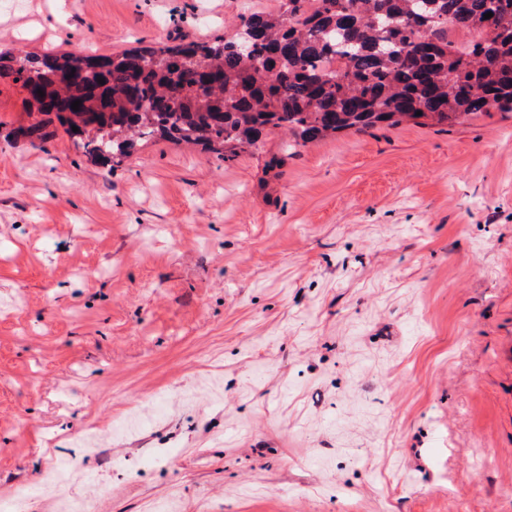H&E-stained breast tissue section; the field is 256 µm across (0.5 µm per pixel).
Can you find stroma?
Wrapping results in <instances>:
<instances>
[{
  "label": "stroma",
  "mask_w": 512,
  "mask_h": 512,
  "mask_svg": "<svg viewBox=\"0 0 512 512\" xmlns=\"http://www.w3.org/2000/svg\"><path fill=\"white\" fill-rule=\"evenodd\" d=\"M277 7L23 0L0 49L212 40ZM32 120L0 79V500L512 512V112L108 166ZM60 458L80 480L39 487Z\"/></svg>",
  "instance_id": "obj_1"
}]
</instances>
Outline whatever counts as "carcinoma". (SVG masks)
Returning <instances> with one entry per match:
<instances>
[{
  "label": "carcinoma",
  "instance_id": "carcinoma-1",
  "mask_svg": "<svg viewBox=\"0 0 512 512\" xmlns=\"http://www.w3.org/2000/svg\"><path fill=\"white\" fill-rule=\"evenodd\" d=\"M450 29L472 39L459 47ZM74 69L77 82L66 78ZM0 77L22 82L43 115L20 129L24 137L47 141L56 120L105 161L157 136L230 161L266 130L304 146L420 118L453 125L512 111V0H281L213 42L112 56L0 52Z\"/></svg>",
  "mask_w": 512,
  "mask_h": 512
}]
</instances>
